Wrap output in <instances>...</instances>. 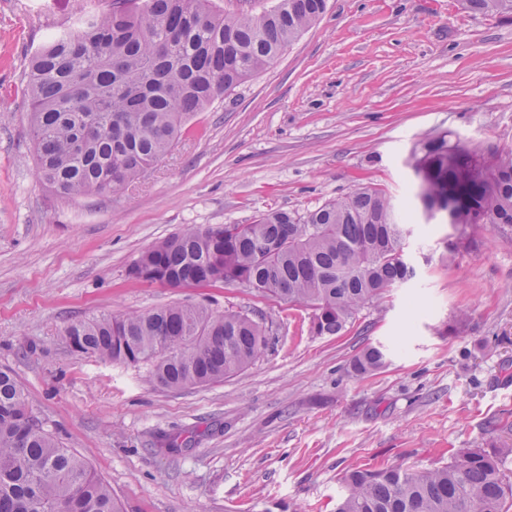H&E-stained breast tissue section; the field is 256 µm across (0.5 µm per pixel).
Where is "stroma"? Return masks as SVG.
<instances>
[{"label":"stroma","instance_id":"1","mask_svg":"<svg viewBox=\"0 0 512 512\" xmlns=\"http://www.w3.org/2000/svg\"><path fill=\"white\" fill-rule=\"evenodd\" d=\"M104 6L0 0V367L123 512H334L350 469L419 471L458 448L512 447V227L470 228L452 255L454 228L417 214L413 277L338 336L312 335L311 310L235 283L129 276L142 251L192 225L247 224L362 186L413 204L410 153L440 133L512 148V18L458 0H328L138 180L67 200L35 177L24 74L48 34ZM181 302L259 315L269 348L222 382L170 390L64 338L77 321ZM370 344L389 364L351 376ZM176 436L191 445L168 452Z\"/></svg>","mask_w":512,"mask_h":512}]
</instances>
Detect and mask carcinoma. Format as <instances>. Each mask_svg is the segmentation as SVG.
<instances>
[{
	"mask_svg": "<svg viewBox=\"0 0 512 512\" xmlns=\"http://www.w3.org/2000/svg\"><path fill=\"white\" fill-rule=\"evenodd\" d=\"M475 15H512V0H460ZM327 0H277L260 12L226 13L212 0H107L75 27L51 34L25 74L39 180L58 196H103L163 158L202 112L271 64L324 14ZM410 164L427 196L422 210L451 209L460 234L479 224L512 226V148L479 151L439 134L415 145ZM410 218L373 187L304 212L268 210L249 224L191 226L143 251L135 281L167 287L249 290L312 309L311 332L337 336L365 305L409 280ZM72 352L143 365L167 389L212 385L267 350L262 320L202 303L110 313L69 325ZM369 345L354 376L387 366ZM459 448L423 471L353 468L335 512H505L512 485L501 458ZM0 512H120L107 483L60 445L8 369H0Z\"/></svg>",
	"mask_w": 512,
	"mask_h": 512,
	"instance_id": "1",
	"label": "carcinoma"
}]
</instances>
